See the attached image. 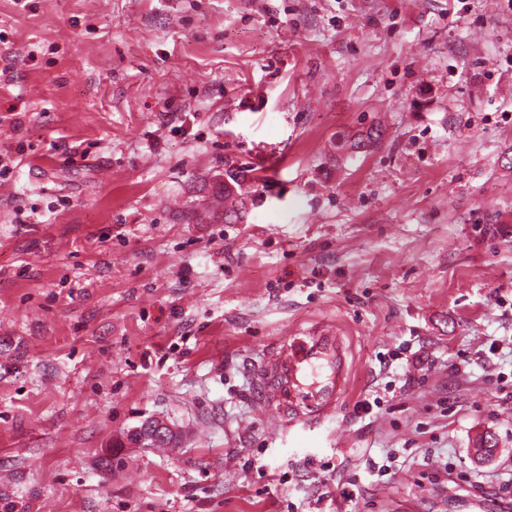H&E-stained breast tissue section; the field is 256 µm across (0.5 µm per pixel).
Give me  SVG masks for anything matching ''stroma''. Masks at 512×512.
Here are the masks:
<instances>
[{
  "mask_svg": "<svg viewBox=\"0 0 512 512\" xmlns=\"http://www.w3.org/2000/svg\"><path fill=\"white\" fill-rule=\"evenodd\" d=\"M329 324L337 416H260L267 350ZM509 479L512 0H0V512H512Z\"/></svg>",
  "mask_w": 512,
  "mask_h": 512,
  "instance_id": "1",
  "label": "stroma"
}]
</instances>
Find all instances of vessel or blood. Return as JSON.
Here are the masks:
<instances>
[{"label": "vessel or blood", "instance_id": "1", "mask_svg": "<svg viewBox=\"0 0 512 512\" xmlns=\"http://www.w3.org/2000/svg\"><path fill=\"white\" fill-rule=\"evenodd\" d=\"M349 349L333 326L291 336L270 350L257 375L256 409L293 426L334 417L347 394Z\"/></svg>", "mask_w": 512, "mask_h": 512}]
</instances>
